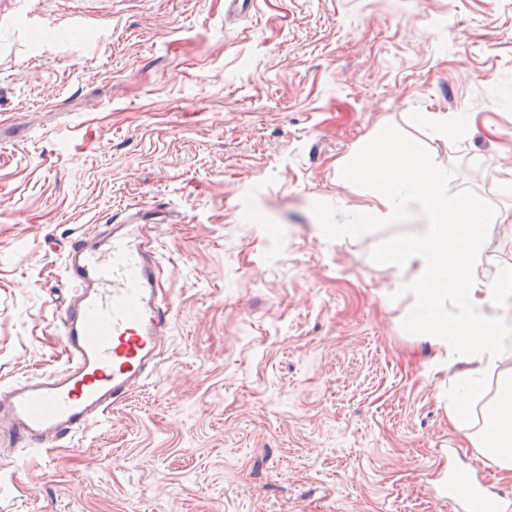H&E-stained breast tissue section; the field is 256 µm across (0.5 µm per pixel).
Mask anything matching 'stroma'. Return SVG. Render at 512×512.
<instances>
[{"mask_svg": "<svg viewBox=\"0 0 512 512\" xmlns=\"http://www.w3.org/2000/svg\"><path fill=\"white\" fill-rule=\"evenodd\" d=\"M416 112L467 113L438 140ZM388 130L512 213V0H0V385L63 366V249L140 205L174 320L157 382L76 446L12 450L0 512H452L486 468L445 353L403 326L361 189ZM456 476L453 473L448 474V479H443L437 484L435 492L442 495L444 498L448 497V501L453 503L454 510L457 512H469L470 501L468 498H460L456 496Z\"/></svg>", "mask_w": 512, "mask_h": 512, "instance_id": "35a3bbf8", "label": "stroma"}]
</instances>
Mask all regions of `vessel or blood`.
<instances>
[{"instance_id":"vessel-or-blood-1","label":"vessel or blood","mask_w":512,"mask_h":512,"mask_svg":"<svg viewBox=\"0 0 512 512\" xmlns=\"http://www.w3.org/2000/svg\"><path fill=\"white\" fill-rule=\"evenodd\" d=\"M144 209L127 211L101 238L64 250L72 290L61 310L66 365L0 386V438L51 449L101 422L157 375L173 323L161 257L145 233Z\"/></svg>"}]
</instances>
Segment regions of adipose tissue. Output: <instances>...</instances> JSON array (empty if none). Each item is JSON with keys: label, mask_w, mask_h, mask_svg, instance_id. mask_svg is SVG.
Returning a JSON list of instances; mask_svg holds the SVG:
<instances>
[{"label": "adipose tissue", "mask_w": 512, "mask_h": 512, "mask_svg": "<svg viewBox=\"0 0 512 512\" xmlns=\"http://www.w3.org/2000/svg\"><path fill=\"white\" fill-rule=\"evenodd\" d=\"M339 169L369 201L349 223L323 224L320 232L341 245L369 225L415 217L380 258L401 274L395 291L411 297L412 324L456 367L448 378L456 431L512 476V266L488 258L491 214L450 194L454 171L412 138L356 149Z\"/></svg>", "instance_id": "1"}]
</instances>
